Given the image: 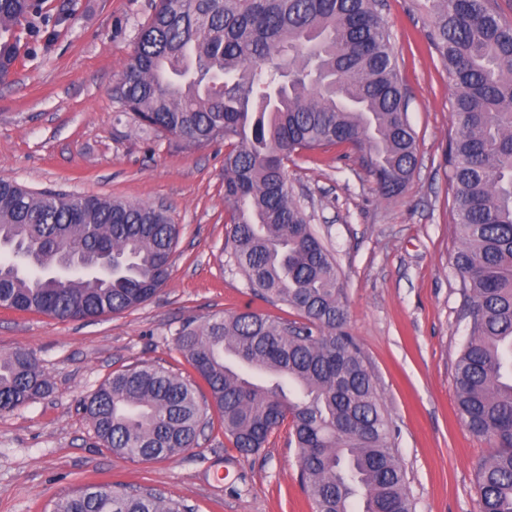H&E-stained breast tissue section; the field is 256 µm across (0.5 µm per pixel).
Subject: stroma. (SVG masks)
Listing matches in <instances>:
<instances>
[{
	"mask_svg": "<svg viewBox=\"0 0 512 512\" xmlns=\"http://www.w3.org/2000/svg\"><path fill=\"white\" fill-rule=\"evenodd\" d=\"M377 2L416 134L410 183L382 198L357 154L338 148L294 157L286 175L340 270L347 326L393 423L415 512H478L474 468L491 444L466 429L456 402L468 320L452 263V88L428 37V0ZM152 4L45 0L39 34L22 37L13 73L0 83V179L144 203L179 227L168 280L137 308L60 322L0 307V352L33 351L51 383L43 398L0 412V512H45L94 483L159 488L194 512H313L288 427L248 458L216 421L176 457L131 461L100 445L78 404L112 372L142 363L194 380L208 395L175 346L178 330L245 311L296 317L257 296L230 257L223 143L183 147L141 125L113 95Z\"/></svg>",
	"mask_w": 512,
	"mask_h": 512,
	"instance_id": "obj_1",
	"label": "stroma"
}]
</instances>
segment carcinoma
Segmentation results:
<instances>
[{
  "instance_id": "cac0c4a2",
  "label": "carcinoma",
  "mask_w": 512,
  "mask_h": 512,
  "mask_svg": "<svg viewBox=\"0 0 512 512\" xmlns=\"http://www.w3.org/2000/svg\"><path fill=\"white\" fill-rule=\"evenodd\" d=\"M429 38L448 69L457 127L453 265L469 306L455 364L466 428L493 443L475 466L479 512H512V20L498 0H430ZM42 0H0V77ZM114 96L185 147L224 142L227 243L239 271L288 321L250 312L184 326L175 343L209 387L153 364L113 372L81 404L94 434L131 460L198 444L214 405L247 457L289 419L313 512H414L392 424L345 329L335 260L293 200L285 162L348 144L380 196L402 194L418 159L408 102L376 0H156ZM178 228L160 209L37 192L0 180V306L58 321L118 314L167 281ZM87 265L60 280L24 260ZM36 355L0 353V411L49 392ZM49 512H193L150 488L84 485Z\"/></svg>"
}]
</instances>
